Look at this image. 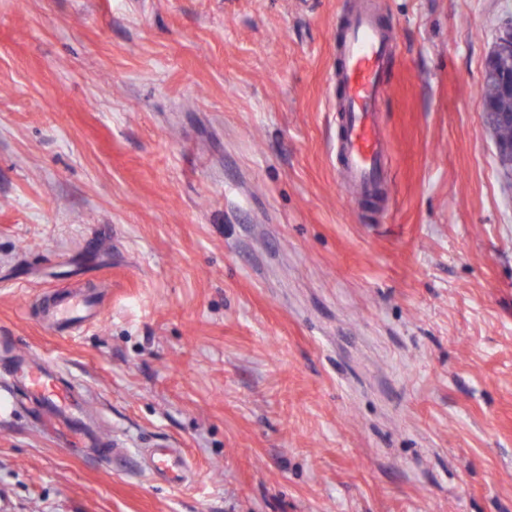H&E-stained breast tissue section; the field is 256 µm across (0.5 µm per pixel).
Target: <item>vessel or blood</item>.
I'll return each instance as SVG.
<instances>
[{
    "label": "vessel or blood",
    "instance_id": "obj_1",
    "mask_svg": "<svg viewBox=\"0 0 512 512\" xmlns=\"http://www.w3.org/2000/svg\"><path fill=\"white\" fill-rule=\"evenodd\" d=\"M338 133L334 154L339 184L346 199L376 195L387 182L389 146L380 121V104L389 91L384 73L399 54L393 28L380 22L368 0L349 11L336 31ZM51 333L66 335L98 320L102 309L96 292L78 288L49 300ZM24 394L57 441L84 449L87 456L112 462L126 455L124 442L101 435L93 424L86 388L63 377L52 361L31 354L0 358V417L14 413L17 394ZM142 463L156 480L174 487L184 484L191 462L183 449L163 441L144 449Z\"/></svg>",
    "mask_w": 512,
    "mask_h": 512
}]
</instances>
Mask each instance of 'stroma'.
<instances>
[{
	"label": "stroma",
	"instance_id": "obj_1",
	"mask_svg": "<svg viewBox=\"0 0 512 512\" xmlns=\"http://www.w3.org/2000/svg\"><path fill=\"white\" fill-rule=\"evenodd\" d=\"M348 0H0V336L189 485L0 423L5 512H512V0H375L401 51L376 213L330 154ZM101 288L56 336L42 298ZM512 72V55L498 57L495 61L485 66L486 96L494 109L486 113L487 121L496 135V143H512V97L505 96L500 91V78L504 72ZM495 117L502 125L494 118ZM142 463L148 473L158 482L178 487L189 477L191 462L182 448L162 441L154 448H145Z\"/></svg>",
	"mask_w": 512,
	"mask_h": 512
}]
</instances>
